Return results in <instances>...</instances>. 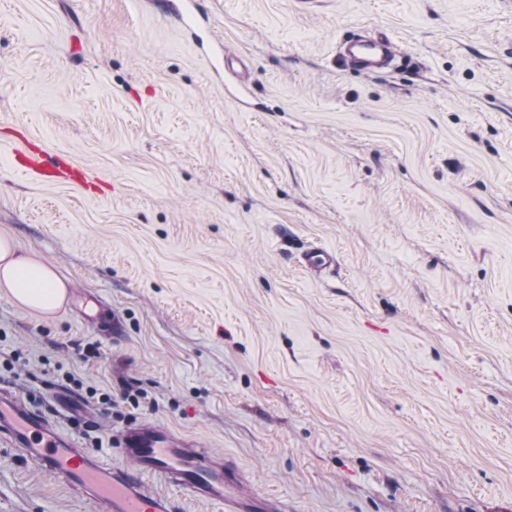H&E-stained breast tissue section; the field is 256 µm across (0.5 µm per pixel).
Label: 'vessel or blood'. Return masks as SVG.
Here are the masks:
<instances>
[{"label": "vessel or blood", "instance_id": "b4317fda", "mask_svg": "<svg viewBox=\"0 0 512 512\" xmlns=\"http://www.w3.org/2000/svg\"><path fill=\"white\" fill-rule=\"evenodd\" d=\"M397 57L396 44L385 36L351 39L342 51L343 63L363 72L380 71ZM25 164L46 179H85L60 158L29 157ZM116 442L132 467L79 447L27 399L0 388V443L77 491L92 503L93 512H181L185 498L219 505L223 512H283L274 498L243 493L242 472L186 435L141 422L125 427ZM151 478L162 483V490L148 489Z\"/></svg>", "mask_w": 512, "mask_h": 512}]
</instances>
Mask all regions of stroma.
Listing matches in <instances>:
<instances>
[{
  "instance_id": "obj_1",
  "label": "stroma",
  "mask_w": 512,
  "mask_h": 512,
  "mask_svg": "<svg viewBox=\"0 0 512 512\" xmlns=\"http://www.w3.org/2000/svg\"><path fill=\"white\" fill-rule=\"evenodd\" d=\"M179 2L0 0V237L101 310L0 291V387L117 465L130 424L189 435L288 512H512V0H204L193 36ZM360 30L401 59L344 67ZM0 512L90 504L0 445ZM25 165L38 173L45 179L54 181L73 180L85 182V176L82 172L74 169L70 164L61 158L47 159L45 156L43 161L39 157H25Z\"/></svg>"
}]
</instances>
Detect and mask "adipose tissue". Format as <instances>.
<instances>
[{"instance_id": "1", "label": "adipose tissue", "mask_w": 512, "mask_h": 512, "mask_svg": "<svg viewBox=\"0 0 512 512\" xmlns=\"http://www.w3.org/2000/svg\"><path fill=\"white\" fill-rule=\"evenodd\" d=\"M0 289L15 301L51 313L64 300L66 288L54 271L42 262L17 255L12 241L0 237Z\"/></svg>"}]
</instances>
